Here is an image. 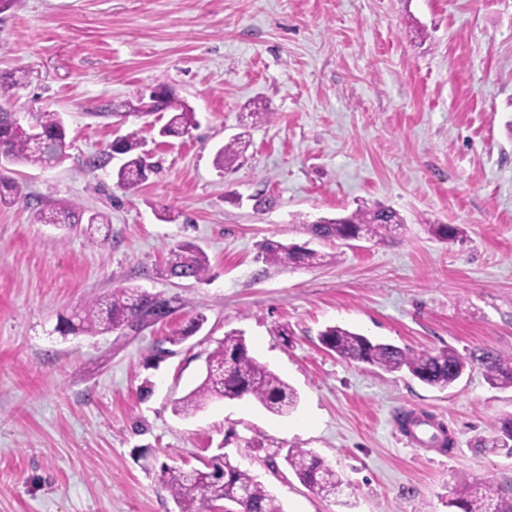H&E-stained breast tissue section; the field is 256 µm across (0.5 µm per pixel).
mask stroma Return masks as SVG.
<instances>
[{"label":"stroma","instance_id":"1","mask_svg":"<svg viewBox=\"0 0 512 512\" xmlns=\"http://www.w3.org/2000/svg\"><path fill=\"white\" fill-rule=\"evenodd\" d=\"M0 74L20 84L9 109L61 112L70 143L62 164H6L0 179L104 218L65 235L25 203L0 206V512H178L155 466L223 452L284 512H448L459 477L512 484V456L490 446L512 389L477 368L430 387L318 341L338 324L416 351H512V0H23L0 14ZM160 82L196 113L183 137L159 138L161 115L135 110ZM131 132L161 170L126 192L118 159L85 161ZM240 133L242 156L218 169ZM377 204L404 226L316 242L334 264L259 256L264 240L301 244L305 223ZM165 207L176 221L158 220ZM435 224L463 234L439 239ZM181 241L205 251L209 281L160 276ZM127 285L182 307L120 340L56 332ZM199 313L202 328L155 357ZM231 330L295 389L289 414L247 397L175 413ZM409 411L447 427L450 455L400 441ZM287 448L332 467L341 499L302 486Z\"/></svg>","mask_w":512,"mask_h":512}]
</instances>
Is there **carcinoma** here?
I'll return each mask as SVG.
<instances>
[{
    "label": "carcinoma",
    "instance_id": "cac0c4a2",
    "mask_svg": "<svg viewBox=\"0 0 512 512\" xmlns=\"http://www.w3.org/2000/svg\"><path fill=\"white\" fill-rule=\"evenodd\" d=\"M140 111L144 114H168L167 122L158 130L162 138L181 137L196 124L195 112L188 105L176 101L171 94L160 106L145 103ZM245 147V142L239 137L226 142L217 151L215 164L220 169L232 165ZM68 148L66 126L60 113L32 112L30 121L24 125L14 113L0 112V163L52 167L67 157ZM115 155L123 157V163L116 171V183L124 190L136 189L159 171V163L144 150V144L135 132L113 140L106 157L89 158L87 167L97 168L105 159ZM34 218L40 224H66L73 230L82 223L83 213L71 205L63 209L43 207L34 213ZM402 224L404 219L397 211L377 205L358 208L336 218H323L306 224L305 229L316 240L372 239ZM260 255L268 264L284 266L321 267L334 260L331 254L271 239L260 244ZM162 273L167 277L192 279L200 283L210 275L208 257L194 243L183 242L170 250ZM179 309L180 302L173 298L125 286L114 288L112 293L88 302L78 314L60 317L57 331L63 336L112 333L120 339L168 321ZM204 322L205 317L197 315L174 335L161 340L156 351L167 353L168 349L163 344L183 343L195 335ZM319 342L325 350L346 361L367 363L392 372L405 369L412 377L433 387H448L466 370L477 365L491 387L512 388L511 352L466 355L452 347L413 351L373 341L336 325L320 331ZM245 396L276 415L290 413L297 403L294 389L250 355L244 336L231 331L209 354L203 381L174 402V411L184 416L193 415L213 399L234 400ZM495 430L492 447L504 449L512 455V414L498 418ZM284 460L298 481L313 494L328 499L342 492L341 479L314 452L305 448H289ZM158 481L177 504L179 512H212L221 501L236 505L238 512H284L276 496L226 453L212 456L193 477L184 469L163 463L159 467ZM448 507L455 512H512V496L491 484L477 486L461 477L448 499Z\"/></svg>",
    "mask_w": 512,
    "mask_h": 512
}]
</instances>
